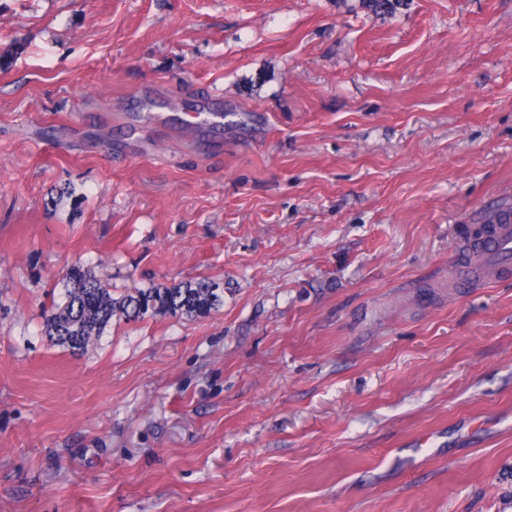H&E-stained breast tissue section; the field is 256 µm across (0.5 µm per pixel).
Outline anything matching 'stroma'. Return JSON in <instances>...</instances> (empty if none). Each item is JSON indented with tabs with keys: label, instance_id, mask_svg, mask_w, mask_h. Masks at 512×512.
Segmentation results:
<instances>
[{
	"label": "stroma",
	"instance_id": "35a3bbf8",
	"mask_svg": "<svg viewBox=\"0 0 512 512\" xmlns=\"http://www.w3.org/2000/svg\"><path fill=\"white\" fill-rule=\"evenodd\" d=\"M501 205L512 0H0V512H512ZM79 260L224 303L74 354ZM512 220V209L498 208L485 217L484 224H497L491 237L480 242L478 247L486 258L493 275L510 272L512 268V228L504 222Z\"/></svg>",
	"mask_w": 512,
	"mask_h": 512
}]
</instances>
